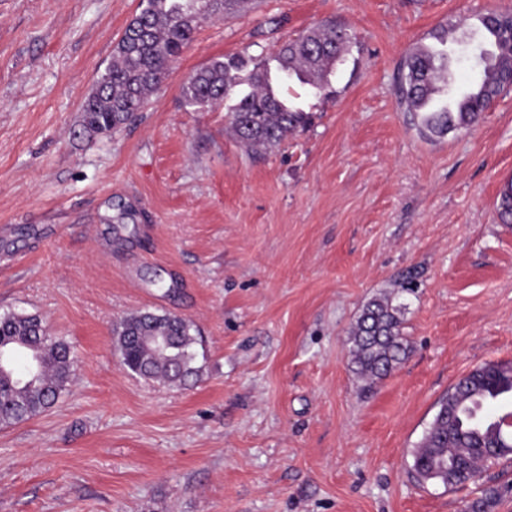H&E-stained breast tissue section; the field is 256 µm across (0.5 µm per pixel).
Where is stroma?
I'll use <instances>...</instances> for the list:
<instances>
[{
  "label": "stroma",
  "instance_id": "35a3bbf8",
  "mask_svg": "<svg viewBox=\"0 0 512 512\" xmlns=\"http://www.w3.org/2000/svg\"><path fill=\"white\" fill-rule=\"evenodd\" d=\"M139 0H0V314L40 318L74 356L44 412L0 426V512H512V459L447 489L412 475L448 390L512 363V89L479 121L422 136L399 64L446 28L449 89L474 77L475 17L512 0H256L201 20L138 118L79 125ZM354 37L329 87L281 97L303 131L254 153L225 108L188 111L185 76L264 58L306 29ZM388 294L407 358L363 389L349 331ZM139 311L191 322L199 376L122 364L111 329Z\"/></svg>",
  "mask_w": 512,
  "mask_h": 512
}]
</instances>
